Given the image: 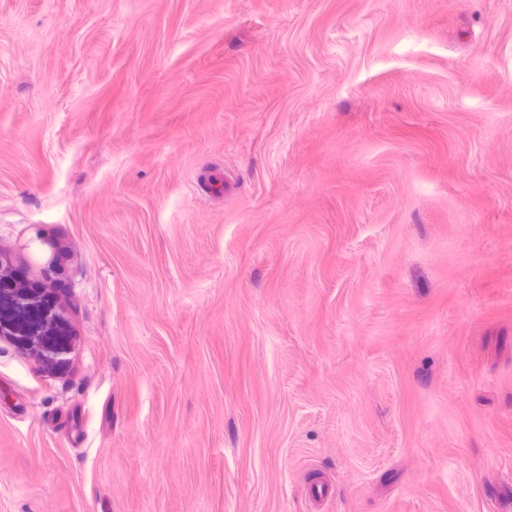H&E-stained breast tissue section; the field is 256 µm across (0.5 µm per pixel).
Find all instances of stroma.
<instances>
[{
    "label": "stroma",
    "mask_w": 512,
    "mask_h": 512,
    "mask_svg": "<svg viewBox=\"0 0 512 512\" xmlns=\"http://www.w3.org/2000/svg\"><path fill=\"white\" fill-rule=\"evenodd\" d=\"M0 260V512H504L512 0H0Z\"/></svg>",
    "instance_id": "stroma-1"
}]
</instances>
